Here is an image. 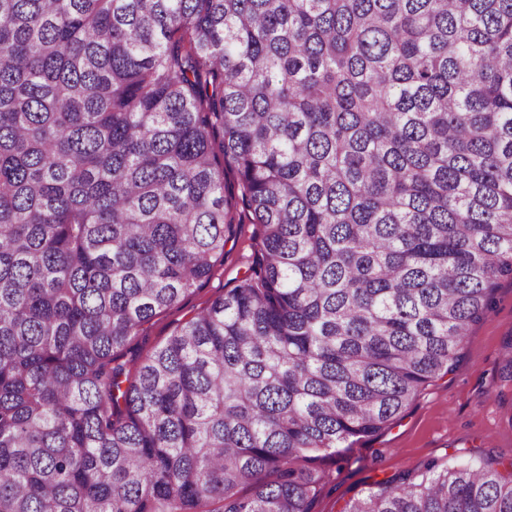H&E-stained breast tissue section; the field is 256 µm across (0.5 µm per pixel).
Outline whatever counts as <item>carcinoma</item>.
I'll use <instances>...</instances> for the list:
<instances>
[{
	"instance_id": "carcinoma-1",
	"label": "carcinoma",
	"mask_w": 512,
	"mask_h": 512,
	"mask_svg": "<svg viewBox=\"0 0 512 512\" xmlns=\"http://www.w3.org/2000/svg\"><path fill=\"white\" fill-rule=\"evenodd\" d=\"M507 276L512 0H0V512H313ZM343 512H512V461ZM255 229V224H239L236 236L229 239L225 245L224 264L218 266L212 279L177 306L156 316L146 325L145 336L133 339L124 349L120 360L127 362L130 368L138 366L154 347L165 342L177 324L193 317L247 275L254 258L251 244Z\"/></svg>"
}]
</instances>
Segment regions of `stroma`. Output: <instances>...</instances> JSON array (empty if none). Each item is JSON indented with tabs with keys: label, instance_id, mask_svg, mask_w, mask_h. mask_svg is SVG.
<instances>
[{
	"label": "stroma",
	"instance_id": "obj_1",
	"mask_svg": "<svg viewBox=\"0 0 512 512\" xmlns=\"http://www.w3.org/2000/svg\"><path fill=\"white\" fill-rule=\"evenodd\" d=\"M254 225L242 224L224 248V263L212 279L177 306L156 316L133 339L122 359L135 367L165 342L174 327L233 288L254 258ZM512 337V279H501L483 319L473 324L448 374L424 387L386 431L354 444L346 456L328 455L316 466L329 476L314 512H342L377 481L414 472L429 460L465 465L512 459V382L501 375L504 341Z\"/></svg>",
	"mask_w": 512,
	"mask_h": 512
}]
</instances>
